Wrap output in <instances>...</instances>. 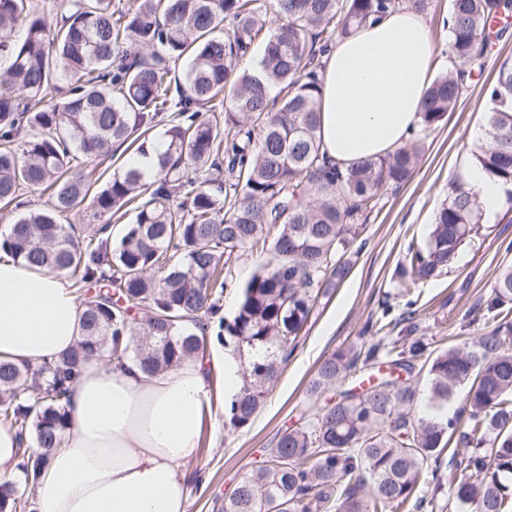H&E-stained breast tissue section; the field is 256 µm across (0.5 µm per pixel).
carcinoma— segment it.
Listing matches in <instances>:
<instances>
[{
  "mask_svg": "<svg viewBox=\"0 0 512 512\" xmlns=\"http://www.w3.org/2000/svg\"><path fill=\"white\" fill-rule=\"evenodd\" d=\"M432 0H65L48 21L34 0H0V208L25 189L48 207L22 213L0 239L19 264L78 286V348L37 369L0 361V424L20 439L18 475L0 476V512H28L23 484L37 476L69 424L71 385L96 357H126L148 375L203 358L211 324L242 251L267 256L222 322L224 345L253 356L224 404L250 427L277 383L288 348L320 295L350 272L345 256L380 200L414 171L426 133L455 110L483 34L512 0H449L444 27L454 68L425 92L422 123L393 154L344 169L320 153L322 54L353 27ZM258 66L241 67L257 39ZM187 59L183 77L176 64ZM68 82L59 96L58 82ZM485 138L473 153L512 185V66L487 91ZM167 147L157 178L116 169L99 186L93 162L125 143L151 152L162 121ZM136 212L112 244V217ZM80 223L64 224L69 214ZM476 190L457 181L429 239L409 248L400 277L425 283L448 272L479 232ZM512 302V267L498 276L473 325ZM338 350L306 389L312 412L280 432L265 458L224 500V512H512V323L446 348L426 337L381 335ZM377 372L345 388L357 366ZM424 377L423 388L412 382ZM335 397L320 406L327 393ZM459 408L448 416V404ZM454 473L432 465L451 442Z\"/></svg>",
  "mask_w": 512,
  "mask_h": 512,
  "instance_id": "cac0c4a2",
  "label": "carcinoma"
}]
</instances>
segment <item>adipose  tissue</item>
I'll return each instance as SVG.
<instances>
[{"label":"adipose tissue","mask_w":512,"mask_h":512,"mask_svg":"<svg viewBox=\"0 0 512 512\" xmlns=\"http://www.w3.org/2000/svg\"><path fill=\"white\" fill-rule=\"evenodd\" d=\"M431 44L413 9L338 40L323 58L320 148L349 166L387 156L421 122ZM82 308L59 277L0 255V359L33 368L80 340ZM225 394L242 381L234 359H188L147 376L127 359H94L74 384L70 426L33 483L36 512H187L183 466L193 456L211 374Z\"/></svg>","instance_id":"adipose-tissue-1"}]
</instances>
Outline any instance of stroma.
I'll return each mask as SVG.
<instances>
[{"instance_id":"1","label":"stroma","mask_w":512,"mask_h":512,"mask_svg":"<svg viewBox=\"0 0 512 512\" xmlns=\"http://www.w3.org/2000/svg\"><path fill=\"white\" fill-rule=\"evenodd\" d=\"M447 13L448 0H434L425 15L433 47L431 70L436 74L451 66L442 26ZM505 63H512V36L495 38L488 46L483 71L468 83L456 110L430 131L410 180L382 191L377 209L362 228V249L349 256L348 277L315 303L272 393L248 429L225 423L221 380L212 378L206 421L195 453L183 468L188 512H222L225 498L258 464L277 431L300 418L307 404L306 387L321 361L335 351L362 345V328L370 317L380 315L382 300H389L393 322L406 302H413L419 335L442 347L455 342L466 312L483 304L502 269L512 266V252L504 250L512 241V203L506 202L483 214L479 235L462 249L447 275L408 289L398 278L409 244L428 238L460 161L473 150L470 131L484 127L486 89Z\"/></svg>"}]
</instances>
